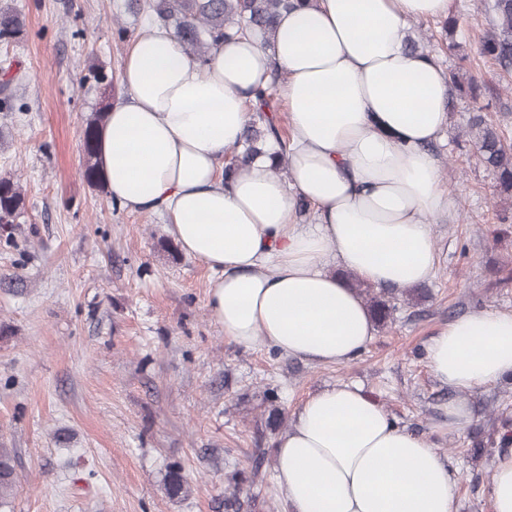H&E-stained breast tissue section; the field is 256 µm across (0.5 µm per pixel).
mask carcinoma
<instances>
[{
	"label": "carcinoma",
	"mask_w": 512,
	"mask_h": 512,
	"mask_svg": "<svg viewBox=\"0 0 512 512\" xmlns=\"http://www.w3.org/2000/svg\"><path fill=\"white\" fill-rule=\"evenodd\" d=\"M300 4V0H128V11L147 12L156 19L174 23V30L181 39L186 52L197 62L203 64L213 44L220 40L231 39L248 32H259L266 37L272 35L277 26L281 11ZM489 10L493 14V27L481 39L478 54L499 65L506 72H512V0H491ZM21 31V22L17 15L0 11V44L8 45ZM281 75L274 72L271 84L255 93L251 103V112L261 122V126L251 125L244 136L242 149L232 151L224 159V174L249 159L264 153L260 143L275 144L283 162L277 167L280 173L286 172L287 143L279 133L275 112V86ZM449 95L469 93L477 99L480 89L478 81L467 71L458 68L448 71ZM100 106L88 119L82 142V166L88 182L99 184L97 162V133L102 124L109 100ZM468 134L474 140L480 160L498 176L502 192H512V145L508 144L497 127L483 114V108L473 109L469 118ZM23 203L22 187L19 179L0 177V231L4 239H12L11 225L21 214ZM355 290L370 305L375 319L384 323L390 318L394 305L385 290H376L358 280H352ZM277 396H266L269 403L265 427L271 431L279 430L284 424V415L276 405ZM264 456L258 455L251 475L235 471L229 478L233 492L224 497L225 512H240L242 503L237 492L244 484H255L263 466ZM166 494L171 498H186L192 493L191 485L182 466L173 463L167 467L164 477ZM18 491L16 474V454L12 448H0V505L7 502Z\"/></svg>",
	"instance_id": "obj_1"
}]
</instances>
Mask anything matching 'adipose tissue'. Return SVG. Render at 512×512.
I'll return each instance as SVG.
<instances>
[{
	"label": "adipose tissue",
	"mask_w": 512,
	"mask_h": 512,
	"mask_svg": "<svg viewBox=\"0 0 512 512\" xmlns=\"http://www.w3.org/2000/svg\"><path fill=\"white\" fill-rule=\"evenodd\" d=\"M451 3L310 0L281 13L272 45L238 36L203 67L157 21L125 51L128 99L98 130L104 185L130 210L165 213L181 251L212 272L208 307L233 343L345 365L375 334L350 278L406 288L432 277L433 226L455 207L426 150L448 123V85L408 41L412 23L447 16ZM276 67L288 175L266 158L225 173L247 104ZM299 198L313 223H297ZM426 358L458 393L448 427L462 430L473 419L465 395L512 374V313L450 321ZM276 448L289 512H454L449 462L355 384L306 397ZM487 495L492 512H512V448L498 453Z\"/></svg>",
	"instance_id": "1"
}]
</instances>
